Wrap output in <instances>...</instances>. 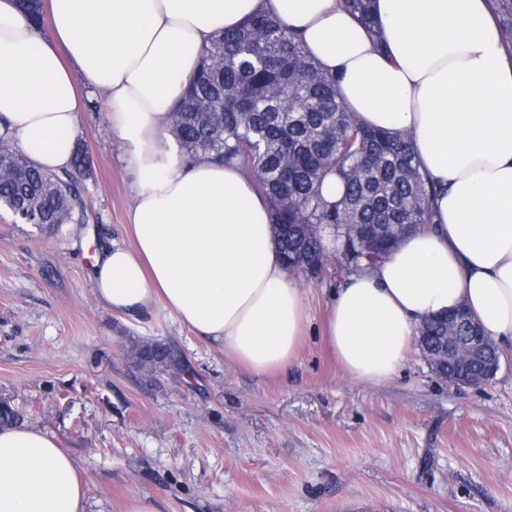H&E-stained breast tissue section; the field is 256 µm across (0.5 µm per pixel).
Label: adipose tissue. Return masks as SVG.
Here are the masks:
<instances>
[{
    "label": "adipose tissue",
    "instance_id": "adipose-tissue-1",
    "mask_svg": "<svg viewBox=\"0 0 512 512\" xmlns=\"http://www.w3.org/2000/svg\"><path fill=\"white\" fill-rule=\"evenodd\" d=\"M42 33L0 0V132L40 167H69L81 100L73 70L104 92L130 161L132 246L104 247L98 302L162 303L257 376L293 363L308 314L273 217L243 169L186 161L166 132L210 39L265 13L301 37L367 127L410 139L432 223L333 292L326 339L353 380L383 385L426 319L466 307L512 348V51L490 0H374L378 34L342 0H49ZM86 481L56 440L0 427V512H85Z\"/></svg>",
    "mask_w": 512,
    "mask_h": 512
}]
</instances>
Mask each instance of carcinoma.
<instances>
[{
	"mask_svg": "<svg viewBox=\"0 0 512 512\" xmlns=\"http://www.w3.org/2000/svg\"><path fill=\"white\" fill-rule=\"evenodd\" d=\"M36 27L45 25L43 0H14ZM345 7L378 36L372 0ZM512 45V0H492ZM167 131L188 161L204 153L251 174L273 215L287 268L310 278L331 241L338 268H369L407 233L432 221L428 183L401 133L367 128L339 100L334 77L309 56L298 35L279 20L256 14L218 34L200 52V68L169 116ZM80 170L50 172L27 158L0 155V206L15 221L31 212L50 231L81 224ZM345 183L339 201L321 193L324 179ZM448 317L432 319L423 336H443ZM142 362L164 367L176 354L158 343L139 351Z\"/></svg>",
	"mask_w": 512,
	"mask_h": 512,
	"instance_id": "cac0c4a2",
	"label": "carcinoma"
}]
</instances>
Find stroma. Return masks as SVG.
<instances>
[{
	"mask_svg": "<svg viewBox=\"0 0 512 512\" xmlns=\"http://www.w3.org/2000/svg\"><path fill=\"white\" fill-rule=\"evenodd\" d=\"M104 94L83 86L87 221L47 232L0 209V402L77 461L87 512H512V351L496 377L455 388L414 354L395 378L352 380L325 340L343 274L290 273L306 340L272 376L236 367L162 303L115 313L94 257L126 229L133 187ZM144 340L178 356L151 369Z\"/></svg>",
	"mask_w": 512,
	"mask_h": 512,
	"instance_id": "1",
	"label": "stroma"
}]
</instances>
